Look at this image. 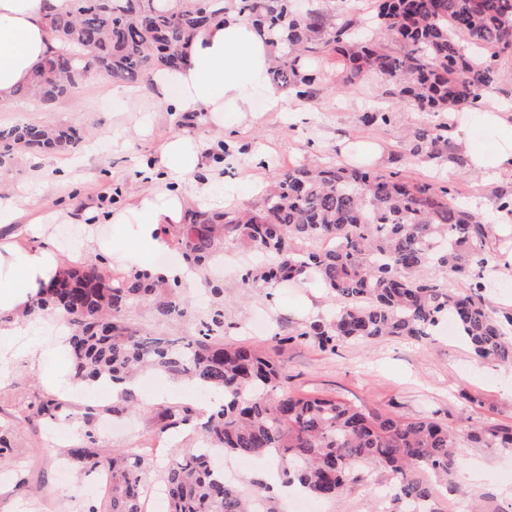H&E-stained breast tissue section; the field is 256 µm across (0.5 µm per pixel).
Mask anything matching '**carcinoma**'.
<instances>
[{"label": "carcinoma", "instance_id": "obj_1", "mask_svg": "<svg viewBox=\"0 0 512 512\" xmlns=\"http://www.w3.org/2000/svg\"><path fill=\"white\" fill-rule=\"evenodd\" d=\"M373 2L362 21L319 8L299 13L293 0H165L163 9L157 0H69L68 10L49 22L58 50L14 97L50 106L91 75L131 85L175 70L188 61L190 37L229 7L269 40L273 82L299 101L315 98L326 80L304 60L327 51L341 60L337 89L378 77L386 93L432 116L470 112L496 89L498 60L512 55V0ZM376 30L391 42L376 40ZM392 119L382 110L361 116L367 127ZM82 139L72 126H0V168L22 151L71 150ZM407 150L425 163L453 158L448 124L421 125ZM491 223L456 205L447 186L331 163L292 166L262 202L236 211L190 208L183 223L162 231L215 295L220 288L208 273L228 241L271 258L243 275L248 292L315 272L337 308L297 337L324 351L341 340L419 339L450 318L475 359L512 367V309H496L487 297L496 261L487 247ZM432 266L448 270V279L430 278ZM181 285L139 269L117 281L93 263L71 266L33 299L28 315L62 316L77 380L118 383L151 370L224 396L202 427L209 448L274 459L285 484L297 483L324 501L336 500L365 471L382 468L394 478V500L436 512L433 492L418 473L430 470L449 481L461 465V438L448 426L288 392V378L274 362L252 347L224 343L219 310L192 336H157L129 322L128 312L141 303L160 321L193 316ZM466 441L512 451V428L483 425ZM69 464L112 471L108 512H142V456L74 448ZM164 485L169 512H278L262 480H252L248 490L226 483L198 448L172 450Z\"/></svg>", "mask_w": 512, "mask_h": 512}]
</instances>
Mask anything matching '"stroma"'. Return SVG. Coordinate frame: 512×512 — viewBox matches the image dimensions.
Instances as JSON below:
<instances>
[{
	"label": "stroma",
	"mask_w": 512,
	"mask_h": 512,
	"mask_svg": "<svg viewBox=\"0 0 512 512\" xmlns=\"http://www.w3.org/2000/svg\"><path fill=\"white\" fill-rule=\"evenodd\" d=\"M136 96L115 93L111 79L87 80L52 106L35 100H15L0 108V126L22 122L65 124L88 129L89 135L71 151L47 154L41 165L19 155L0 169V185L22 197L18 216L0 227V238L15 236L25 226L49 222L57 210L89 207L130 208L148 185L139 180L142 164L155 161L160 148L180 134L203 144L213 168L208 195L194 206L232 209L260 202L265 189L288 166L307 162L361 163L356 147L378 143L383 153L375 170L399 172L418 181H438L452 187L455 201L483 213L496 209L499 195L512 193V177L488 182L465 170H448L445 162L424 163L407 151L425 113L386 94L383 83H360L339 92L323 85L308 104L292 101L287 112L268 110L264 92L255 94V118L238 124L234 113L224 115L223 131H215L207 113H181L173 107L177 90L159 102L153 81L135 86ZM379 108L393 113L390 124L367 127L363 112ZM229 140L237 153L232 166L216 158L218 144ZM220 294L191 288L195 313L224 312V339L247 343L262 351L288 377V389L298 396H327L367 411L409 419L432 417L464 435L485 424L512 425V369L481 363L447 324L416 341L384 337L371 342L341 341L324 351L299 333L325 317L332 303L314 282L255 289L244 295L241 275L252 261L246 247L224 245ZM52 318L31 324L17 337V347L36 344L32 356L0 358V434L9 440L0 465V512H87L100 503L94 490L96 471L62 470L67 449L95 438L97 447L115 454L151 449L147 488L160 486L171 449L196 444L193 424L166 428L164 411L189 406L206 416L220 406L207 390L165 375L142 378L131 402L113 400L108 386L78 387L69 376L68 353L50 340ZM49 397L62 406L54 415L26 421L20 406ZM464 463L453 480L423 473L435 493L438 512H468L471 495L493 492L498 503H512V458L495 449L465 445ZM385 470L375 469L336 501L322 502L321 512H400L402 505L378 488L392 484Z\"/></svg>",
	"instance_id": "35a3bbf8"
}]
</instances>
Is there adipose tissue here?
I'll use <instances>...</instances> for the list:
<instances>
[{
    "instance_id": "obj_1",
    "label": "adipose tissue",
    "mask_w": 512,
    "mask_h": 512,
    "mask_svg": "<svg viewBox=\"0 0 512 512\" xmlns=\"http://www.w3.org/2000/svg\"><path fill=\"white\" fill-rule=\"evenodd\" d=\"M68 7L69 0H0V106L10 103L15 89L28 84L35 67L52 55L56 44L49 21ZM270 66L269 46L249 21L230 11L193 37L185 67L158 75L154 82L162 98L169 88H179L178 111L206 112L217 119L230 105L248 118L253 114L255 88H265L268 108L284 106L283 96L269 86ZM478 120L481 138L459 126L452 131L465 166L489 179L512 174V105L502 101L486 107ZM203 153V146L173 136L160 150L157 162L143 167L141 177L151 187L132 209L86 210L66 215L65 220L82 226L93 252L120 257L126 254L120 242L100 238L96 229L101 224L134 225L139 265L152 270L155 255L170 247L162 225L181 223L187 191L204 190L210 184L212 172ZM160 170L173 180L172 188L155 185ZM27 237L24 245L11 238L0 240V312L13 316L12 321L0 323V355L11 352L12 337L23 333L27 325L23 312L31 298L50 285L64 264L83 260L81 254L63 253L43 225H30Z\"/></svg>"
}]
</instances>
